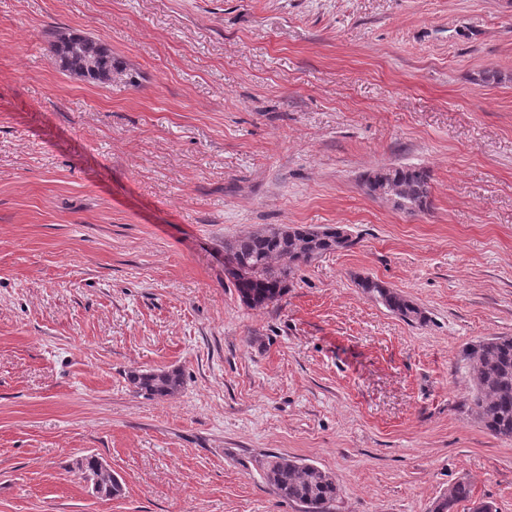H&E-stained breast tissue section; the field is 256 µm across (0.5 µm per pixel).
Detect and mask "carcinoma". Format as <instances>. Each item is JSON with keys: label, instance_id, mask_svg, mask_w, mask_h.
Listing matches in <instances>:
<instances>
[{"label": "carcinoma", "instance_id": "carcinoma-1", "mask_svg": "<svg viewBox=\"0 0 512 512\" xmlns=\"http://www.w3.org/2000/svg\"><path fill=\"white\" fill-rule=\"evenodd\" d=\"M52 52L61 66L89 81L104 83L112 80V71L119 63L99 39L81 34L64 36L52 44ZM392 180L405 189L399 209L413 214L423 209L430 195V171L421 167L392 166L374 171L366 177L367 184ZM342 226H324L319 231L282 226L257 231L236 238L225 245L241 267L235 278V288L248 305L273 302L288 288L293 272L309 264L317 256L340 248L349 249L355 240L336 245V232ZM279 266H274L273 261ZM370 298L414 323L425 320L423 311L402 294L384 283L366 278L359 283ZM474 386L471 401L479 422L493 435L512 439V336H492L466 349ZM127 379L139 394L149 398L165 397L179 390L182 374L172 371L132 370ZM75 468L92 491L100 496H118L121 482L101 468L99 458L86 455L75 462ZM264 477L278 496L299 504L302 512H330L340 493V486L329 473L313 464L285 456H271L264 468ZM472 499L471 486L456 482L439 497L430 512H455L461 501Z\"/></svg>", "mask_w": 512, "mask_h": 512}]
</instances>
